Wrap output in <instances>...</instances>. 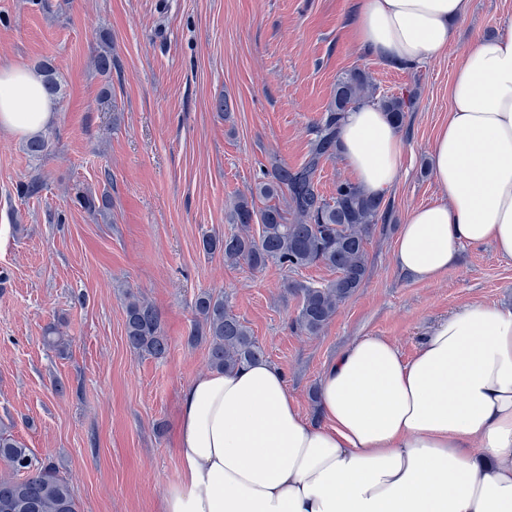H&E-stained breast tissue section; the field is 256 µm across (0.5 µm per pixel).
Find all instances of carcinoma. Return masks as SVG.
Wrapping results in <instances>:
<instances>
[{
  "mask_svg": "<svg viewBox=\"0 0 512 512\" xmlns=\"http://www.w3.org/2000/svg\"><path fill=\"white\" fill-rule=\"evenodd\" d=\"M366 100L380 106L399 126L414 105L410 94L377 95L369 74L360 68L343 73L336 80L330 106L312 130L305 163L297 169L273 166L249 193L231 203L228 222L237 230L202 241L204 250L224 253L230 264L244 262L262 269L273 263L289 271L323 265L336 271V279L321 285L288 282L289 292L299 298L296 330L305 336L319 335L369 274L366 242L381 218L384 197L341 181L328 198L316 182L322 162L337 156L346 113ZM257 197L269 204L256 209ZM254 223L260 226L257 235L252 234ZM194 312L187 343L206 346L209 368L226 372L265 357L249 328L225 307L224 295L200 292ZM125 316L129 347L140 355L164 357L169 341L155 306L128 291ZM44 342L61 355L69 347V339L55 325L45 328ZM0 463L9 471L0 476V512H79L68 480L4 431H0Z\"/></svg>",
  "mask_w": 512,
  "mask_h": 512,
  "instance_id": "obj_1",
  "label": "carcinoma"
}]
</instances>
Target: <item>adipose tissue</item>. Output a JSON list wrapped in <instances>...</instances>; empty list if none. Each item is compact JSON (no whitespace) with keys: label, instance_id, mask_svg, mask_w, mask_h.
I'll return each instance as SVG.
<instances>
[{"label":"adipose tissue","instance_id":"1","mask_svg":"<svg viewBox=\"0 0 512 512\" xmlns=\"http://www.w3.org/2000/svg\"><path fill=\"white\" fill-rule=\"evenodd\" d=\"M469 11L470 0H358L354 36L369 56L412 68L444 55ZM448 97L430 150L442 198L411 209L394 253L416 281L441 276L466 245L512 260V28L467 49ZM52 116L38 74L0 66V131L31 135ZM339 152L364 191L383 194L406 144L365 102ZM319 402L314 424L263 359L194 378L163 512H512V310L471 303L409 360L385 337H361L325 367Z\"/></svg>","mask_w":512,"mask_h":512}]
</instances>
